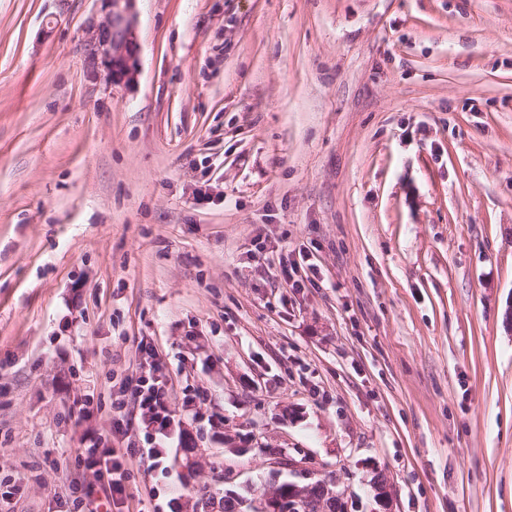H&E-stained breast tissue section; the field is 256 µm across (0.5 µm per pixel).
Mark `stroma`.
<instances>
[{"mask_svg":"<svg viewBox=\"0 0 512 512\" xmlns=\"http://www.w3.org/2000/svg\"><path fill=\"white\" fill-rule=\"evenodd\" d=\"M102 19L0 0L18 512L89 478L83 432L111 443L155 354L175 422L160 463L127 460V512L274 471L381 512L379 470L392 512H512V0H136L116 86L88 63Z\"/></svg>","mask_w":512,"mask_h":512,"instance_id":"obj_1","label":"stroma"}]
</instances>
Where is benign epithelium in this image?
Listing matches in <instances>:
<instances>
[{"label":"benign epithelium","instance_id":"1","mask_svg":"<svg viewBox=\"0 0 512 512\" xmlns=\"http://www.w3.org/2000/svg\"><path fill=\"white\" fill-rule=\"evenodd\" d=\"M104 21L90 24L86 30L88 61L93 69L105 73L109 85L127 83L134 79L139 55V44L130 16L134 0H96ZM375 499L386 507L391 499V488L385 475L377 472L371 479ZM316 500L319 512H345L343 496L333 484L319 480L313 484L290 481L282 487L274 479L263 490L254 493L246 502L248 512H293L296 508L310 510Z\"/></svg>","mask_w":512,"mask_h":512}]
</instances>
